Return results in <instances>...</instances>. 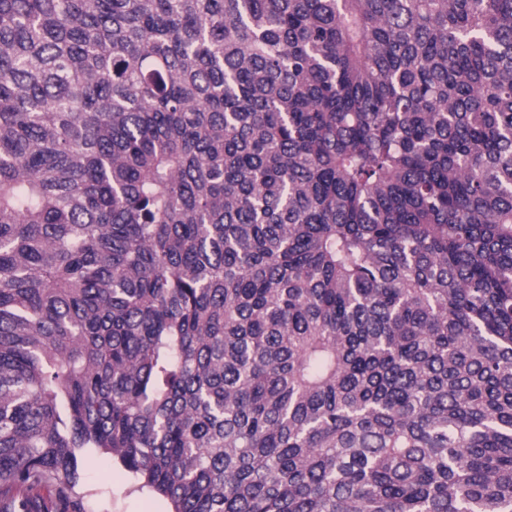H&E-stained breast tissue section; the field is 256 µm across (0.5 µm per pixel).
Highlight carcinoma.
Instances as JSON below:
<instances>
[{"label": "carcinoma", "instance_id": "carcinoma-1", "mask_svg": "<svg viewBox=\"0 0 512 512\" xmlns=\"http://www.w3.org/2000/svg\"><path fill=\"white\" fill-rule=\"evenodd\" d=\"M89 449L512 512V0H0V512Z\"/></svg>", "mask_w": 512, "mask_h": 512}]
</instances>
